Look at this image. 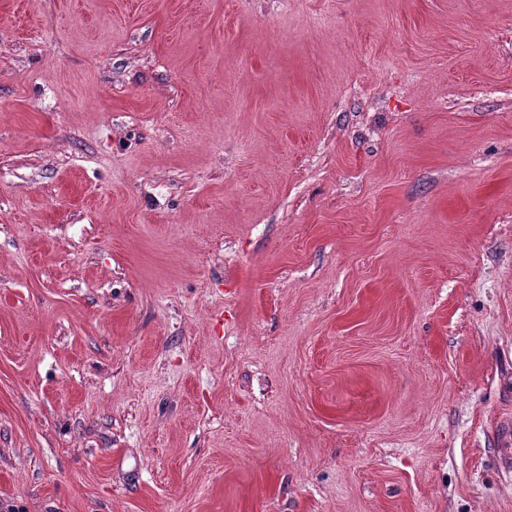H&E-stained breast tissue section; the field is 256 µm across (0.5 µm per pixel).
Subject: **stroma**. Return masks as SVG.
Masks as SVG:
<instances>
[{
  "label": "stroma",
  "instance_id": "1",
  "mask_svg": "<svg viewBox=\"0 0 512 512\" xmlns=\"http://www.w3.org/2000/svg\"><path fill=\"white\" fill-rule=\"evenodd\" d=\"M512 0H0V512H512Z\"/></svg>",
  "mask_w": 512,
  "mask_h": 512
}]
</instances>
